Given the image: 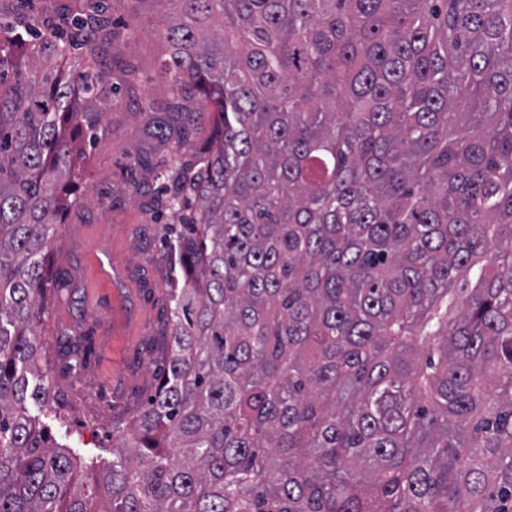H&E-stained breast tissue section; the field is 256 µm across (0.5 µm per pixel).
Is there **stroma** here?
Listing matches in <instances>:
<instances>
[{"mask_svg":"<svg viewBox=\"0 0 512 512\" xmlns=\"http://www.w3.org/2000/svg\"><path fill=\"white\" fill-rule=\"evenodd\" d=\"M118 34L110 50L112 101L86 144L79 176L68 186L76 206L65 211L47 260L49 289L37 341L47 352L54 402L28 411L50 443L78 466L81 484L112 463V428L129 425L153 393L163 363V307L175 268L166 227L182 213L151 212L144 203L165 182L175 156L192 160L215 132L202 113L184 152L174 141L149 138L146 128L168 99L160 63L168 0H97ZM90 342L85 358L63 359L68 337Z\"/></svg>","mask_w":512,"mask_h":512,"instance_id":"1","label":"stroma"}]
</instances>
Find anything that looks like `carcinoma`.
Returning a JSON list of instances; mask_svg holds the SVG:
<instances>
[{
	"instance_id": "cac0c4a2",
	"label": "carcinoma",
	"mask_w": 512,
	"mask_h": 512,
	"mask_svg": "<svg viewBox=\"0 0 512 512\" xmlns=\"http://www.w3.org/2000/svg\"><path fill=\"white\" fill-rule=\"evenodd\" d=\"M51 2L0 0V512H512V0H168L148 134L220 132L149 201L192 207L164 368L78 494L26 403L109 91L61 66L115 32Z\"/></svg>"
}]
</instances>
